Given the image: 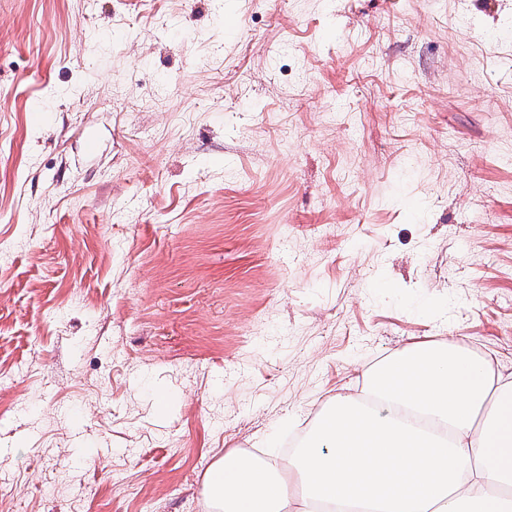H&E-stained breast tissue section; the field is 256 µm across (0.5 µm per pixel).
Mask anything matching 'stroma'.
Segmentation results:
<instances>
[{"label": "stroma", "instance_id": "obj_1", "mask_svg": "<svg viewBox=\"0 0 512 512\" xmlns=\"http://www.w3.org/2000/svg\"><path fill=\"white\" fill-rule=\"evenodd\" d=\"M511 130L512 0H0V512H207L417 340L512 374Z\"/></svg>", "mask_w": 512, "mask_h": 512}]
</instances>
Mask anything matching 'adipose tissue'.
Instances as JSON below:
<instances>
[{"instance_id":"obj_1","label":"adipose tissue","mask_w":512,"mask_h":512,"mask_svg":"<svg viewBox=\"0 0 512 512\" xmlns=\"http://www.w3.org/2000/svg\"><path fill=\"white\" fill-rule=\"evenodd\" d=\"M328 405L316 448L287 466L224 456V512H512V374L454 343L405 345Z\"/></svg>"}]
</instances>
